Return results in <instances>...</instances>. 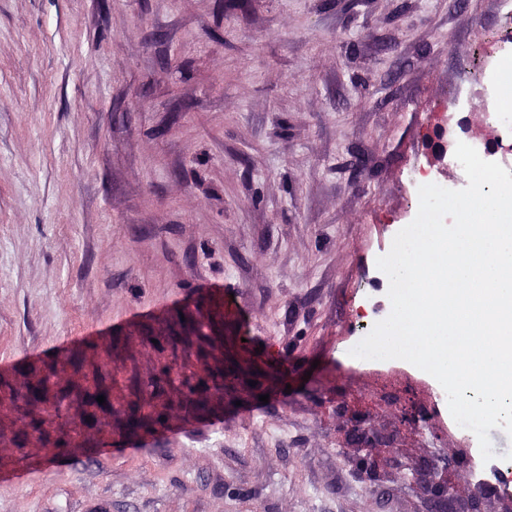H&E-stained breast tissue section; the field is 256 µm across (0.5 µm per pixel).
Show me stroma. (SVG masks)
<instances>
[{"instance_id":"stroma-1","label":"stroma","mask_w":512,"mask_h":512,"mask_svg":"<svg viewBox=\"0 0 512 512\" xmlns=\"http://www.w3.org/2000/svg\"><path fill=\"white\" fill-rule=\"evenodd\" d=\"M510 29L512 0H0V512H424L437 481L512 512L511 437L483 461L434 377L349 354L414 176L458 179L434 124L512 144ZM509 72H512V48H504L484 76L488 106L496 120L507 127L512 125V103L499 98L496 90ZM448 122L437 123L433 126L426 140V149L435 163L443 168L448 167Z\"/></svg>"}]
</instances>
